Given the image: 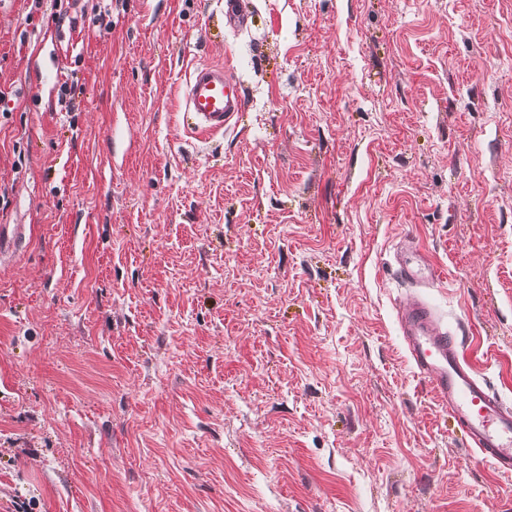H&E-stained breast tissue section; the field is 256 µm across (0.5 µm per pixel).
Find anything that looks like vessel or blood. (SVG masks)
Masks as SVG:
<instances>
[{"label":"vessel or blood","mask_w":512,"mask_h":512,"mask_svg":"<svg viewBox=\"0 0 512 512\" xmlns=\"http://www.w3.org/2000/svg\"><path fill=\"white\" fill-rule=\"evenodd\" d=\"M244 98L223 66L195 65L186 84L183 117L200 135L223 131L242 111ZM396 271L405 281L436 286L435 270H422L405 255H398ZM408 357L419 375L429 382L435 397L445 405L461 428L474 454L502 474L512 473V405L480 379L464 355L455 333L440 329L431 309L417 302L399 315Z\"/></svg>","instance_id":"obj_1"}]
</instances>
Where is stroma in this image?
<instances>
[{
  "instance_id": "1",
  "label": "stroma",
  "mask_w": 512,
  "mask_h": 512,
  "mask_svg": "<svg viewBox=\"0 0 512 512\" xmlns=\"http://www.w3.org/2000/svg\"><path fill=\"white\" fill-rule=\"evenodd\" d=\"M243 2L0 0V512H512L397 319L512 404V0ZM243 108L240 89L224 74V66L202 63L193 67L184 97L185 125L198 135L223 132L224 126ZM396 272L399 277L404 281H424L428 287H435L438 283L439 276L436 271L432 268H428L427 272H424L419 266L413 265L409 258L402 252L397 257V268Z\"/></svg>"
}]
</instances>
